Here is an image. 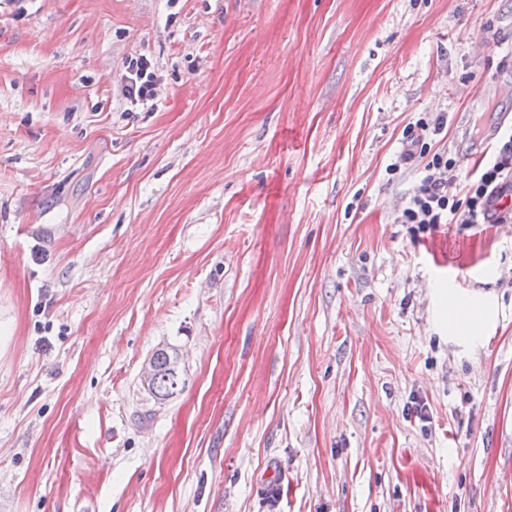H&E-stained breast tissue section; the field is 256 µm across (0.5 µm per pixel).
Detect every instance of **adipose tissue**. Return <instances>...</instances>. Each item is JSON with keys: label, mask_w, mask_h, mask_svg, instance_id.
<instances>
[{"label": "adipose tissue", "mask_w": 512, "mask_h": 512, "mask_svg": "<svg viewBox=\"0 0 512 512\" xmlns=\"http://www.w3.org/2000/svg\"><path fill=\"white\" fill-rule=\"evenodd\" d=\"M433 328L453 339L474 345L494 328L498 305L489 295L440 291L433 302Z\"/></svg>", "instance_id": "1"}]
</instances>
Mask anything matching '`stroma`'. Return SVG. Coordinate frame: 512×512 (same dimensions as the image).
Listing matches in <instances>:
<instances>
[{
	"instance_id": "1",
	"label": "stroma",
	"mask_w": 512,
	"mask_h": 512,
	"mask_svg": "<svg viewBox=\"0 0 512 512\" xmlns=\"http://www.w3.org/2000/svg\"><path fill=\"white\" fill-rule=\"evenodd\" d=\"M511 100L512 0H0V512H512V219L399 221ZM144 57L131 59L127 66L125 93L132 103L147 104L155 97L156 76ZM433 328L451 339L475 345L494 328L498 305L491 295L440 291L433 301ZM157 367L159 369L156 383V393L158 395L171 398L176 393L182 391L185 386V381L181 379L179 353L177 349H159L154 353V356L151 355L147 359L141 370L140 381L143 388L148 391L158 403H163L166 399L156 395L154 389Z\"/></svg>"
}]
</instances>
